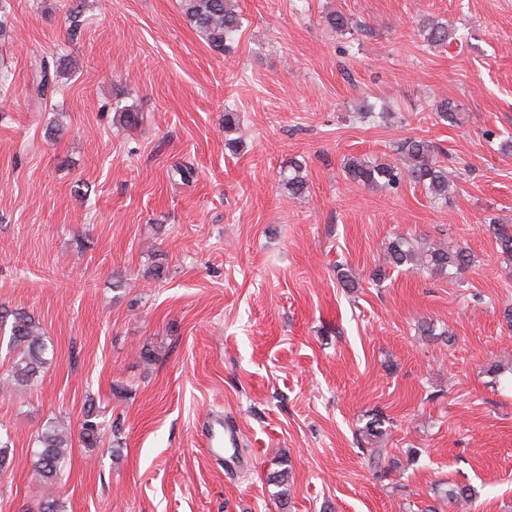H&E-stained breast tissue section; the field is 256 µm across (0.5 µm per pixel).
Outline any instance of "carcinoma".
Segmentation results:
<instances>
[{
	"instance_id": "cac0c4a2",
	"label": "carcinoma",
	"mask_w": 512,
	"mask_h": 512,
	"mask_svg": "<svg viewBox=\"0 0 512 512\" xmlns=\"http://www.w3.org/2000/svg\"><path fill=\"white\" fill-rule=\"evenodd\" d=\"M184 18L201 35L209 48L219 54L226 52L241 31L243 21L234 0H179ZM423 40L430 46L444 47L454 38L448 26L426 19L420 26ZM36 96L45 99L56 91L55 78L51 77L50 62L40 63L32 82ZM395 159L392 161L366 160L352 157L344 164L347 180L354 184L375 190H396L409 182L425 190L436 204L448 201V166L437 156L434 146L418 137H407L393 146ZM282 185L294 198L303 195L307 181L302 165L294 164L288 174L282 175ZM498 252L512 256V224H489ZM472 265L471 253L467 248H445L436 244L415 246L406 236H397L388 243L383 261L376 270L375 278L385 275L388 267L406 271L427 269L431 272L462 274ZM8 328V344L12 351L10 372L0 384V389L22 391L34 385L48 364V346L40 323L25 311L0 310V328ZM97 410L90 404L85 409L80 438L86 448L98 446L99 423ZM359 433L374 447L368 450V464L380 473L386 472L385 448L387 435L383 414L369 415ZM37 449L33 455V468L39 481V512H64L56 492V481L72 447L68 430L60 424L49 421L37 433ZM439 497L462 508L473 498L474 490L468 485L450 484L439 489Z\"/></svg>"
}]
</instances>
